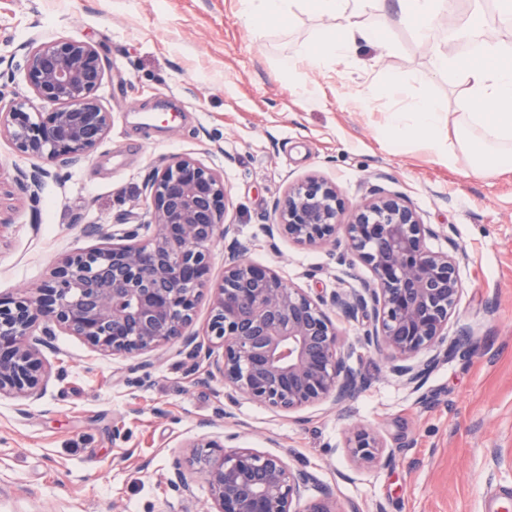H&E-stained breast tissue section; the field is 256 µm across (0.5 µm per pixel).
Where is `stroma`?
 <instances>
[{
	"mask_svg": "<svg viewBox=\"0 0 512 512\" xmlns=\"http://www.w3.org/2000/svg\"><path fill=\"white\" fill-rule=\"evenodd\" d=\"M397 8L398 0H378L371 16L396 53L364 46L356 62L300 81L280 63L325 28L309 12L259 28L238 0H0V68L13 70L14 92H28L25 44L76 37L101 52L97 94L112 110L104 140L87 158L51 168L34 199L14 181L33 159L0 140L1 295L39 286L99 234L145 222L146 178L187 154L223 173L225 221L244 258L312 294L360 287L371 272L357 260L342 270L339 247L269 235L289 186L318 174L350 208L378 187L403 194L436 230L431 249L453 242L465 254L448 335L468 331L477 346L431 365L413 387L360 345L365 322L331 312L363 387L342 406L287 412L228 401L208 376L211 358L189 359L179 346L112 357L57 334L45 396L0 399V512H180L166 485L173 465L187 461L198 437L228 433L240 446L287 455L362 512H483L484 487L512 489V169L481 177L464 160L441 164L426 139L386 135L387 114L421 95L453 123L466 97L459 80L422 82L432 56L397 24ZM390 79L402 94L377 95ZM355 425L378 434L389 462L348 457Z\"/></svg>",
	"mask_w": 512,
	"mask_h": 512,
	"instance_id": "35a3bbf8",
	"label": "stroma"
}]
</instances>
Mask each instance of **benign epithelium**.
<instances>
[{
    "label": "benign epithelium",
    "mask_w": 512,
    "mask_h": 512,
    "mask_svg": "<svg viewBox=\"0 0 512 512\" xmlns=\"http://www.w3.org/2000/svg\"><path fill=\"white\" fill-rule=\"evenodd\" d=\"M23 70L32 97L15 96L0 106V139L43 165L19 180L37 188L46 166L87 157L108 135L112 111L96 92L104 80L99 49L72 37L31 41ZM51 106L29 112L32 100ZM150 235L138 230L103 234V243L79 249L54 266L35 289L0 296V398L38 400L46 389L48 359L56 332L77 336L93 350L133 357L177 345L191 357L202 345L189 332L207 291L209 254L228 236L224 223L229 193L223 176L192 156L158 167L145 185ZM276 227L301 245L336 242L372 272L360 288H338L310 296L286 284L271 267L249 262L231 249L224 279L211 291L209 340L223 349L209 377L224 383L229 399H248L283 410L325 400L353 399L363 382L342 351L329 311L367 328L362 343L397 362L395 371L412 384L434 357L470 349L459 335L446 348L448 323L461 297L459 265L464 253L434 251L427 239L436 231L422 223L403 195L379 188L373 198L349 210L336 185L309 175L288 188L275 208ZM223 439L192 443L189 466L208 485L212 512H360L342 503L309 471L284 457ZM353 460L376 464L383 458L377 436L353 429L346 440ZM179 498L192 495L180 465L167 479Z\"/></svg>",
    "instance_id": "7a95c632"
}]
</instances>
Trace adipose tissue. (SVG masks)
Listing matches in <instances>:
<instances>
[{"mask_svg":"<svg viewBox=\"0 0 512 512\" xmlns=\"http://www.w3.org/2000/svg\"><path fill=\"white\" fill-rule=\"evenodd\" d=\"M377 0H239L246 18L262 26L278 25L292 7H300L329 19L318 40L300 56L283 61L285 73L303 68L322 69L327 62L354 60L361 45L368 44L393 53L396 46L370 20ZM448 0H399L398 21L414 29L421 45L433 56L432 78L458 74L466 85V111L461 115V138L452 145L435 136L442 113L430 96L417 99L411 111L393 112L387 118L388 132L399 142L428 139L446 165L457 160L458 150L468 153L473 172L490 177L512 166V42L495 37L500 20H512V0H497L495 16L469 19L465 28L478 42V49L468 63H461L453 47L436 46L431 25L435 16L446 12Z\"/></svg>","mask_w":512,"mask_h":512,"instance_id":"obj_1","label":"adipose tissue"}]
</instances>
